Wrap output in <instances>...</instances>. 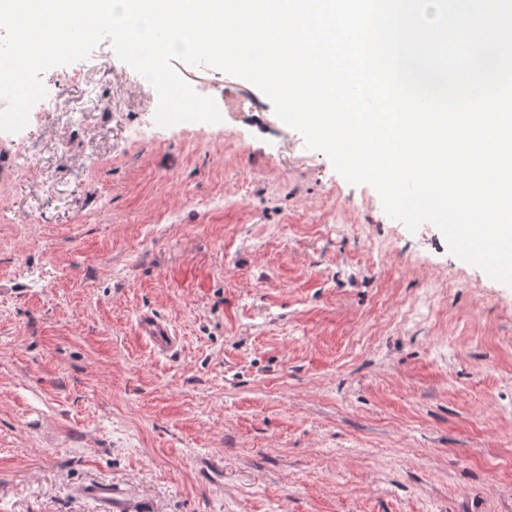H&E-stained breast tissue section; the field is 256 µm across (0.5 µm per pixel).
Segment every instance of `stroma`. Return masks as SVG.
<instances>
[{
  "label": "stroma",
  "mask_w": 512,
  "mask_h": 512,
  "mask_svg": "<svg viewBox=\"0 0 512 512\" xmlns=\"http://www.w3.org/2000/svg\"><path fill=\"white\" fill-rule=\"evenodd\" d=\"M176 68L220 122L158 125L105 41L0 131V512H512V286ZM142 336H146L156 347L169 350L177 341L167 324L153 317H144L140 322Z\"/></svg>",
  "instance_id": "obj_1"
}]
</instances>
